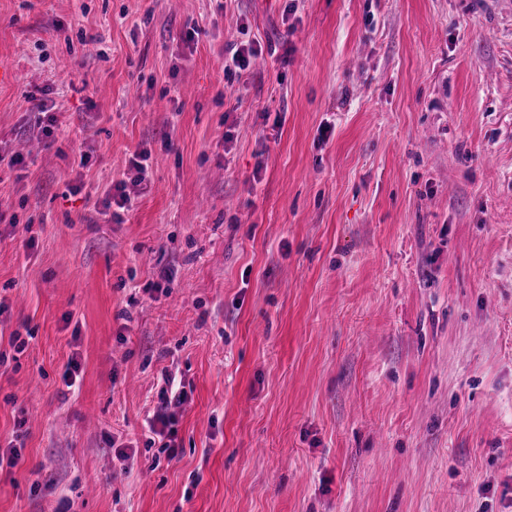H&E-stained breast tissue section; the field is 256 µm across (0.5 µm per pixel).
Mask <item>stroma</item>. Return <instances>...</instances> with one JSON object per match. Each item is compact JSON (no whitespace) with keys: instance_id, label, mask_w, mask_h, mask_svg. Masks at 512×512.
Segmentation results:
<instances>
[{"instance_id":"1","label":"stroma","mask_w":512,"mask_h":512,"mask_svg":"<svg viewBox=\"0 0 512 512\" xmlns=\"http://www.w3.org/2000/svg\"><path fill=\"white\" fill-rule=\"evenodd\" d=\"M1 70L0 512H512V0H0ZM261 49L256 48L252 45H245L236 48H231L229 51L230 56L225 59L224 72L227 74L237 73L238 76L241 72H247L250 70L251 61L256 57ZM163 385L159 391V403L154 413V423L152 431L160 437L162 451L166 454L168 460L172 461L179 455L178 418L172 408L180 407L188 399V392L185 386L180 382L175 383V378L166 372L162 373ZM155 424L160 425L159 429Z\"/></svg>"}]
</instances>
